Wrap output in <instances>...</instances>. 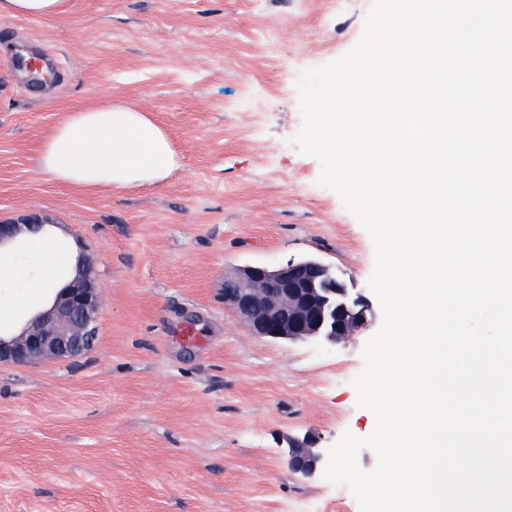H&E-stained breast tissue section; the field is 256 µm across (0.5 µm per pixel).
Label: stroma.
Instances as JSON below:
<instances>
[{"label": "stroma", "mask_w": 512, "mask_h": 512, "mask_svg": "<svg viewBox=\"0 0 512 512\" xmlns=\"http://www.w3.org/2000/svg\"><path fill=\"white\" fill-rule=\"evenodd\" d=\"M72 2L55 19L0 16V219L33 211L54 229L0 275V308L23 320L42 267L65 277L82 253L97 334L77 357L0 365V512H360L283 454L291 438L373 432L351 381L383 320L368 232L289 140L301 72L357 43L371 0L342 16L330 0ZM107 99L168 134L165 181L109 191L39 168L54 127ZM304 256L369 305L336 346L257 336L224 300L243 267Z\"/></svg>", "instance_id": "35a3bbf8"}]
</instances>
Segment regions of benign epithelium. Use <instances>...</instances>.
Instances as JSON below:
<instances>
[{
    "mask_svg": "<svg viewBox=\"0 0 512 512\" xmlns=\"http://www.w3.org/2000/svg\"><path fill=\"white\" fill-rule=\"evenodd\" d=\"M46 224L48 219L35 214L1 223L0 250L24 249L23 236ZM100 288L96 269L79 256L75 275L57 289L48 306L31 313L16 332L0 325V364L23 365L86 351L95 336ZM224 300L256 335L275 340L336 345L368 322L369 305L344 275L327 276L319 288L293 258L275 267L242 268L224 281ZM285 451L291 472L304 477L318 472L324 460V449L292 438Z\"/></svg>",
    "mask_w": 512,
    "mask_h": 512,
    "instance_id": "benign-epithelium-1",
    "label": "benign epithelium"
}]
</instances>
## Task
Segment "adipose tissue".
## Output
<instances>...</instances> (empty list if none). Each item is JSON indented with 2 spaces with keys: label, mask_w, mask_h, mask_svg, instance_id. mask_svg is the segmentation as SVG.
<instances>
[{
  "label": "adipose tissue",
  "mask_w": 512,
  "mask_h": 512,
  "mask_svg": "<svg viewBox=\"0 0 512 512\" xmlns=\"http://www.w3.org/2000/svg\"><path fill=\"white\" fill-rule=\"evenodd\" d=\"M39 162L63 183L129 190L163 182L176 155L144 113L107 101L70 113L44 141Z\"/></svg>",
  "instance_id": "1"
}]
</instances>
